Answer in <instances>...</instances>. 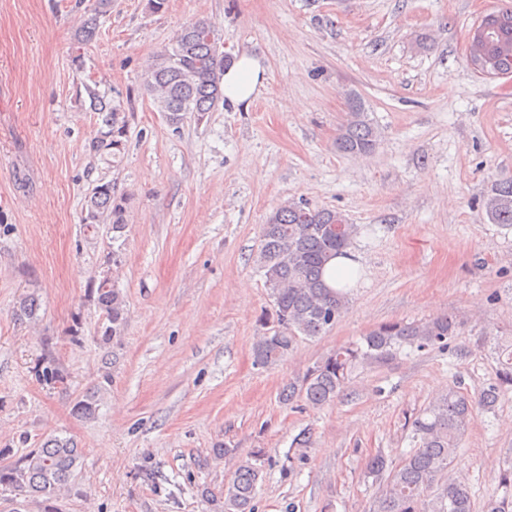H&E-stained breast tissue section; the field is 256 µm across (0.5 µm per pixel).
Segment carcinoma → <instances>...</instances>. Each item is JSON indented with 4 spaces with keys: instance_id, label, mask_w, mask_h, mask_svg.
<instances>
[{
    "instance_id": "1",
    "label": "carcinoma",
    "mask_w": 512,
    "mask_h": 512,
    "mask_svg": "<svg viewBox=\"0 0 512 512\" xmlns=\"http://www.w3.org/2000/svg\"><path fill=\"white\" fill-rule=\"evenodd\" d=\"M112 11V0H93L87 16L76 29V40L86 44L98 33V20ZM486 34L488 51L502 72L512 74V17L490 12ZM232 58L218 47L213 24L206 18L184 23L171 44L164 47L145 74V86L158 111L175 127L185 115L200 120L224 100L222 79ZM90 110L97 115V135L89 143L95 155L116 159L124 154L129 137V116L106 102L89 85L84 86ZM350 112L339 129L336 149L345 154L372 152L379 132L361 100L351 99ZM131 197L116 192L112 181L99 178L92 186L83 224L112 229L118 241L126 227ZM484 210L494 224L512 226V181L496 184L484 200ZM356 225L336 209L284 201L261 226L256 262L270 289L272 307L253 347L254 363L270 367L288 355L301 337L316 338L332 327L349 303L347 293L326 286L325 263L349 248ZM89 294L101 311L100 341L107 345L121 336L127 319V301L111 278L95 279ZM462 326L453 312L417 322H385L368 331L358 342L330 351L298 382H290L282 401L302 402L321 408L336 401L352 373L362 367L387 363L400 354L448 349ZM497 383L484 390L478 404L491 407L512 392V337L495 345ZM42 377L53 383L66 379L52 356L38 365ZM458 385L438 395L411 422V449L397 462L377 453L369 458L367 473L380 483L370 512H475L471 487L456 475L463 437L474 419L475 404ZM74 413L92 418L98 410L95 393H86L73 404ZM80 461V451L68 439L50 438L41 448L13 464L0 466V487L25 493L43 512H58L53 502L68 487ZM265 465L257 450L238 465L224 488H205L201 494L212 512H254L257 485ZM502 497L484 505L485 512H512V464L499 472Z\"/></svg>"
}]
</instances>
